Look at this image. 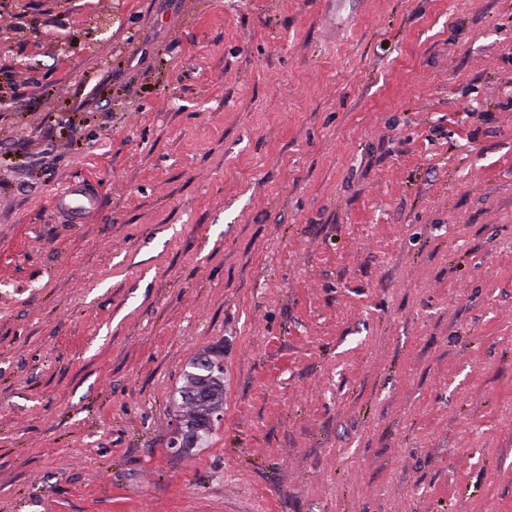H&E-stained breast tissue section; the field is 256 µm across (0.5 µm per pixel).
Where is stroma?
<instances>
[{"label": "stroma", "mask_w": 512, "mask_h": 512, "mask_svg": "<svg viewBox=\"0 0 512 512\" xmlns=\"http://www.w3.org/2000/svg\"><path fill=\"white\" fill-rule=\"evenodd\" d=\"M1 99L0 512H512V0H5ZM100 191L91 180H82L69 184L63 191L55 194L54 207L64 214L73 224H85L99 207ZM205 361L209 363V366L203 364ZM222 362L223 360L217 353L199 355L189 361L184 371V390L182 391L183 395L185 388L187 387L190 380L194 379L199 382L201 377H205L204 381L207 383V386L210 387L212 393V399L207 405L199 404L205 395V391L202 389V385L200 383H194L186 395V398L199 404L196 409L195 417L191 419V421L197 422L198 426L195 430V444L191 448H199L207 442L210 435L212 434L214 426L218 422L216 416L220 415L221 409H223L224 371H222L220 368V364ZM203 415L210 416L211 419H205L202 417ZM199 421H202L203 423H200ZM187 426V429L180 427L176 432V438L174 440L173 446L181 447L171 448L176 453H183L186 448H189L194 440L192 426L191 424H188Z\"/></svg>", "instance_id": "35a3bbf8"}]
</instances>
